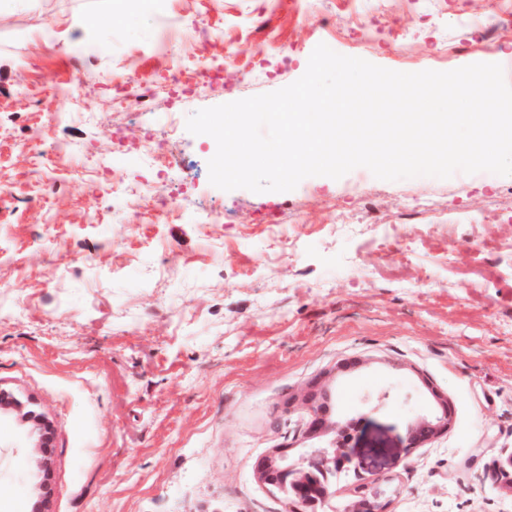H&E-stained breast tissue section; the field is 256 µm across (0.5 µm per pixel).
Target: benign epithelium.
I'll return each instance as SVG.
<instances>
[{"mask_svg":"<svg viewBox=\"0 0 512 512\" xmlns=\"http://www.w3.org/2000/svg\"><path fill=\"white\" fill-rule=\"evenodd\" d=\"M429 392L436 411L431 417L418 416L412 420L407 438L411 448L447 430L452 418L448 397L434 388ZM330 400V394L316 384L302 396L308 414V435H330L332 439L328 445L310 448L298 455L288 447L273 448L254 463L256 480L284 493V498L292 503V512H298L300 506L318 512L330 495L331 477L350 468L362 471L361 462L351 446L359 423L353 419L332 418ZM347 512H386V506L364 479L353 487Z\"/></svg>","mask_w":512,"mask_h":512,"instance_id":"obj_1","label":"benign epithelium"}]
</instances>
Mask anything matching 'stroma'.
Returning a JSON list of instances; mask_svg holds the SVG:
<instances>
[{"label":"stroma","mask_w":512,"mask_h":512,"mask_svg":"<svg viewBox=\"0 0 512 512\" xmlns=\"http://www.w3.org/2000/svg\"><path fill=\"white\" fill-rule=\"evenodd\" d=\"M302 2L300 22L290 0H0V391L17 400L0 512H287L253 464L310 446L293 400L315 380L361 417L352 446L388 512H512V483L489 479L512 459V176L359 167L224 191L214 139L186 129L293 83L331 38L401 72L497 63L512 84V0ZM188 58L221 79L168 96ZM130 71L153 109L125 101ZM178 182L180 209L160 207ZM433 388L452 423L408 447Z\"/></svg>","instance_id":"35a3bbf8"}]
</instances>
